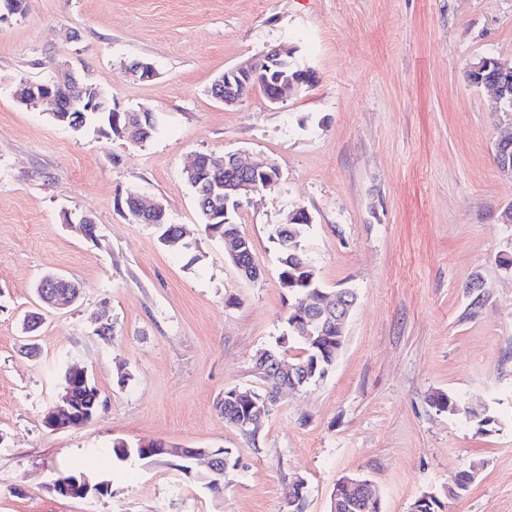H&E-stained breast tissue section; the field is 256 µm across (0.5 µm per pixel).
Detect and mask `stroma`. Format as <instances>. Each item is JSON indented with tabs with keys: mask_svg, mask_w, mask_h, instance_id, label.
Masks as SVG:
<instances>
[{
	"mask_svg": "<svg viewBox=\"0 0 512 512\" xmlns=\"http://www.w3.org/2000/svg\"><path fill=\"white\" fill-rule=\"evenodd\" d=\"M284 43L312 85L278 104L258 88L234 108L210 96L224 70ZM482 56L512 64V0H26L0 16V512H288L300 479L304 512H329L347 475L372 482L380 512H409L473 464L469 491L441 512H512V179L495 159L503 115L466 75ZM139 59L154 79L122 75ZM54 60L87 71L114 108L151 109L153 137L75 131L19 103L17 85L47 79ZM199 152L261 154L281 171L238 218L257 280L199 222L184 176ZM132 191L163 203L190 248L133 222ZM299 208L319 280L358 301L328 374L283 391L249 437L217 403L262 388L253 358L275 347L293 301L269 235ZM85 214L95 239L73 225ZM49 271L79 282L71 309L43 308ZM103 306L108 339L91 322ZM31 312L42 323L28 338ZM70 364L88 369L101 407L53 431L44 415ZM439 392L461 412L438 411ZM117 440L229 448L239 465L214 490L205 461L188 473L120 462ZM77 468L110 493L49 490Z\"/></svg>",
	"mask_w": 512,
	"mask_h": 512,
	"instance_id": "1",
	"label": "stroma"
}]
</instances>
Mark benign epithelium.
Segmentation results:
<instances>
[{"label": "benign epithelium", "instance_id": "7a95c632", "mask_svg": "<svg viewBox=\"0 0 512 512\" xmlns=\"http://www.w3.org/2000/svg\"><path fill=\"white\" fill-rule=\"evenodd\" d=\"M292 50L289 45H280L270 48L261 55L250 59L242 64L224 71L220 76L218 84L224 86V95L217 97V100L226 107H234L243 102L254 88L253 81L263 70L276 68L279 74L274 82L267 83L263 92L267 100L273 104L283 100L286 94L297 90L301 83H311L314 80L313 72L300 66L295 67L297 74H288V68L283 66L284 56ZM473 71L485 73V77L476 82V85L487 88L494 95L499 111L506 117L500 137L512 134V66L496 59L481 57L469 65ZM51 70L53 77L38 83H23L17 90V98L28 107H37L44 103L53 106V117L62 125L66 126L75 119H81L80 113H107L112 111V103L109 98L91 80L81 75L70 64L66 62H52ZM124 73L134 77H141L143 80H151L156 76L153 65L140 60L132 67H124ZM65 81L75 84L80 82L86 84V95L80 107L70 105L64 107L60 101L58 86ZM205 172L213 176H224V203H233L235 209H240L245 200L251 196L261 193L263 190L275 185L278 182L280 170L274 164L263 158L255 157L244 161L236 154H228L222 160H216L210 156L197 154L193 163L187 168L186 173L194 178ZM263 173L264 178H259L258 173ZM248 247V239L238 235L224 237V249L230 255L232 263L238 264V270L250 281L259 278L260 268L257 263L240 264L238 260ZM43 303L51 309H67L78 303L80 298L79 286L66 277L56 274H45L39 284ZM357 295L345 289L336 290L327 295L322 301L324 315L336 321L340 329H345L349 317L356 305ZM293 328L304 337H313L320 329L319 318L312 316V311H302L298 318L292 321ZM254 371L260 377L274 376L281 382L279 390L300 389L304 383L303 372L298 366L287 362L285 359L263 350L254 357ZM68 376L71 382L63 386L61 403L48 409L45 414L44 423L51 430L66 428L71 424L84 425L95 415L91 407H84L77 404L74 398V389L81 387L90 389L93 386L88 370L85 368L73 367L68 369ZM251 399L248 406V415L241 418L239 428L244 432L257 431L262 426L264 419L269 414V406L260 399L252 398L251 393H245ZM167 452L180 459L207 458L208 469L215 470L219 455L205 449H194L190 454H185L181 449L169 448ZM342 482L359 489L366 499L376 501L377 497L372 489L369 480L361 477H345ZM109 485L107 481L91 479L83 475L67 482L57 480L50 484V489L55 493L66 496L95 495L98 490H104Z\"/></svg>", "mask_w": 512, "mask_h": 512}]
</instances>
